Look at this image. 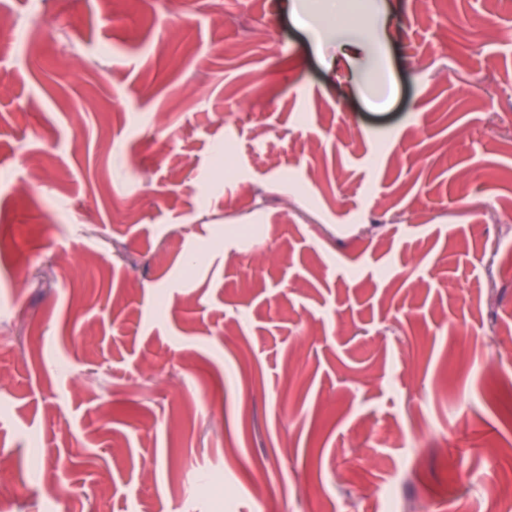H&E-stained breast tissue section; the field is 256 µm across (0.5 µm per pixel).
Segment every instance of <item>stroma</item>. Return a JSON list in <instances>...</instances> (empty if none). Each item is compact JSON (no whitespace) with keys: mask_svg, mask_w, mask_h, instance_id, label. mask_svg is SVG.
<instances>
[{"mask_svg":"<svg viewBox=\"0 0 512 512\" xmlns=\"http://www.w3.org/2000/svg\"><path fill=\"white\" fill-rule=\"evenodd\" d=\"M326 4L0 0L10 512H486L512 471V0Z\"/></svg>","mask_w":512,"mask_h":512,"instance_id":"stroma-1","label":"stroma"}]
</instances>
